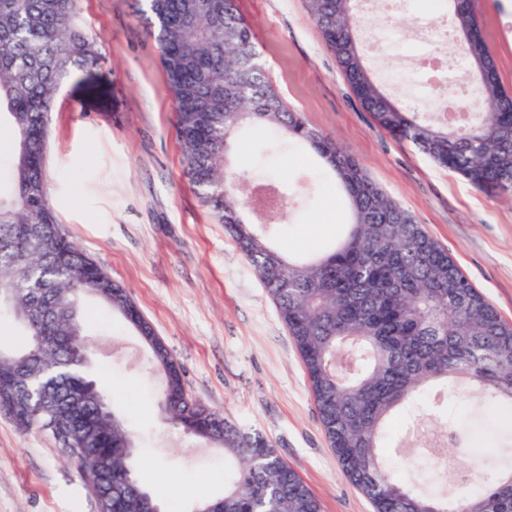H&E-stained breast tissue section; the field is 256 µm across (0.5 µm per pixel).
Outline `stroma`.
I'll use <instances>...</instances> for the list:
<instances>
[{
    "label": "stroma",
    "instance_id": "35a3bbf8",
    "mask_svg": "<svg viewBox=\"0 0 512 512\" xmlns=\"http://www.w3.org/2000/svg\"><path fill=\"white\" fill-rule=\"evenodd\" d=\"M143 0H80L98 56L68 78L48 116L47 191L59 224L131 293L171 354L188 392L277 449L322 512H373L339 466L305 368L260 277L187 174L159 47ZM266 75L289 108L331 136L512 324V199L473 188L379 126L349 90L307 0H238ZM484 39L512 90V5L479 0ZM373 57L390 84L420 59L404 13L366 15ZM234 166L251 184H292L280 223L246 219L286 256L327 252L348 222L345 200L313 152L258 127L239 130ZM88 361L136 442L130 465L164 512H191L224 492V451L177 430L162 375L137 332L101 299L84 300ZM448 419L473 427L474 458L490 473L512 456L477 401L448 399ZM0 512H97L70 454L48 431L0 410Z\"/></svg>",
    "mask_w": 512,
    "mask_h": 512
}]
</instances>
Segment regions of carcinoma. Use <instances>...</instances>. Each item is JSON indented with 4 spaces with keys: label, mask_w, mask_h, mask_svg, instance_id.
Wrapping results in <instances>:
<instances>
[{
    "label": "carcinoma",
    "mask_w": 512,
    "mask_h": 512,
    "mask_svg": "<svg viewBox=\"0 0 512 512\" xmlns=\"http://www.w3.org/2000/svg\"><path fill=\"white\" fill-rule=\"evenodd\" d=\"M146 21L175 102V132L188 175L251 262L276 302L305 366L323 430L342 470L374 512H512V465L466 486L450 465L432 483L399 474L383 442L399 410L410 419L394 440L399 452L419 436L439 443L448 414H418L431 387L453 386L467 401L476 393L497 417L512 419V325L406 209L385 194L356 159L292 112L268 82L250 26L236 0H146ZM313 22L361 106L376 122L414 145L438 166L480 190L512 199V92L499 81L496 60L480 28L478 10L448 7L447 40L428 52L448 53V86L472 95L474 112L460 123L428 115L434 91H390L370 61L361 36L358 0H307ZM79 0H0V125L14 151L0 168V286L18 281L15 259L25 253V288L58 304L48 324H26L20 310L36 301L21 294L0 308L22 340L0 336V409L5 397L24 400L13 418L23 429L54 423L82 439L81 474L103 464L112 501L95 494L98 512H139L145 489L129 480L125 421L112 418L87 360L69 340L65 301L93 288L112 297L113 310L137 308L121 285L97 279L98 264L68 238L50 206L45 179L47 115L62 83L94 54L81 25ZM246 125L277 130L312 150L333 175L349 213L344 237L312 260L285 257L244 223L235 194L240 174L231 167V135ZM85 260L80 285L68 264ZM163 399L175 426L189 437L224 448L235 462L224 496L196 504L199 512H321L297 472L262 436L219 416L202 425L184 397L179 363L166 354ZM53 369L62 390L87 394L80 407L56 401L36 407L19 383Z\"/></svg>",
    "instance_id": "cac0c4a2"
}]
</instances>
